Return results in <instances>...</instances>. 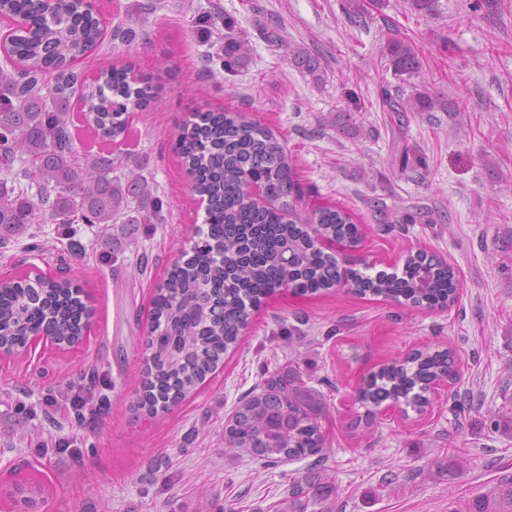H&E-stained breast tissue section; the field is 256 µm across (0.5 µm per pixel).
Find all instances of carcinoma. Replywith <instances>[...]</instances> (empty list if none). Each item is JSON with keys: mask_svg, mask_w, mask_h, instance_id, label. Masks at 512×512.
<instances>
[{"mask_svg": "<svg viewBox=\"0 0 512 512\" xmlns=\"http://www.w3.org/2000/svg\"><path fill=\"white\" fill-rule=\"evenodd\" d=\"M0 16L21 26L0 45L8 64L0 66V169L16 170L0 181V245L41 216L58 224H147L162 210L156 187L128 152L92 156L85 167L74 161L77 115L93 120V131L108 146L129 135L130 114L146 111L154 98L152 80L135 75L131 62L99 72L88 83L73 65L104 39L105 22L86 0H0ZM224 37L202 55L210 68L228 74L249 65L250 48L222 18ZM385 59L397 79L419 77L423 63L409 41L391 39ZM291 62L311 76L319 59L292 52ZM55 75V85L45 78ZM383 111L400 126L408 112H460L463 101H442L423 88L405 97L381 92ZM175 149L190 189L205 205V228H196L190 252H181L157 286L145 339L148 352L137 409L150 415L193 394L215 373L224 352L247 325L249 309L281 288L316 294L346 288L415 307H448L457 298L455 269L419 250L404 263L400 278L364 279L341 264L320 241L355 248L359 228L338 206L311 209L288 162L283 139L246 112L189 114ZM60 281L25 274L0 281V344L27 348L32 330L47 324L61 345L80 342L91 308ZM454 356L441 344L392 358L364 379L357 400L366 418L385 402L404 403L418 414L431 404L429 393L453 371ZM299 378L270 377L261 392L244 398L224 429L225 451L243 448L268 463L319 456L326 435L316 404L305 398ZM32 468L17 486L43 491ZM322 487L300 482L288 487L291 504Z\"/></svg>", "mask_w": 512, "mask_h": 512, "instance_id": "cac0c4a2", "label": "carcinoma"}]
</instances>
